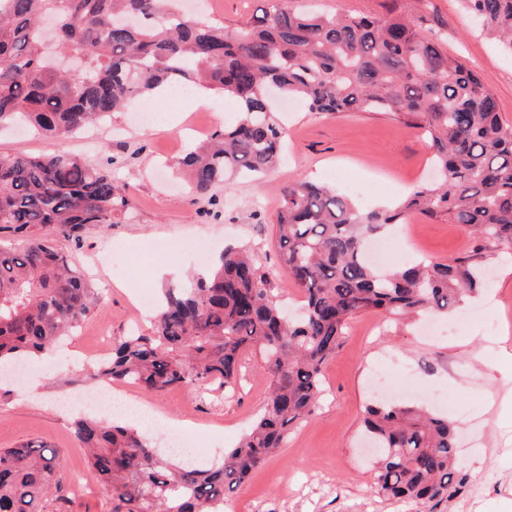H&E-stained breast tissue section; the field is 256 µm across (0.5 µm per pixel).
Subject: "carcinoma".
I'll list each match as a JSON object with an SVG mask.
<instances>
[{
    "label": "carcinoma",
    "instance_id": "carcinoma-1",
    "mask_svg": "<svg viewBox=\"0 0 512 512\" xmlns=\"http://www.w3.org/2000/svg\"><path fill=\"white\" fill-rule=\"evenodd\" d=\"M464 2L512 54V0ZM62 54L82 56L79 76L57 67ZM182 84L241 106L234 126L179 161L199 196L277 165L285 129L273 86L310 112H382L424 130L437 182L399 207L372 211L327 185H288L276 242L280 266L302 295L293 317L285 316L270 273L242 249L225 248L207 276L164 289L152 333L122 337L93 376L147 392L230 388L243 357L257 349L268 399L224 462L208 469L163 455L128 424L77 419L74 436L109 487L113 512H224L228 497L311 415L349 320L373 310L447 312L492 285L466 258L378 269L365 257L368 238L417 213L446 216L512 249V127L482 79L418 23L394 13L274 4L230 34L181 13L175 0H0V123L23 121L62 140L124 111L133 97ZM126 206L109 174L64 149L0 153V234L26 237L19 248L0 245L1 368L54 345L87 318L93 289L53 241L111 225ZM363 424L376 448L379 497L438 512L466 492L471 475L448 417L372 401ZM61 470V452L38 442L0 448V512L64 504Z\"/></svg>",
    "mask_w": 512,
    "mask_h": 512
}]
</instances>
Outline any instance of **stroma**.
Returning <instances> with one entry per match:
<instances>
[{"label":"stroma","mask_w":512,"mask_h":512,"mask_svg":"<svg viewBox=\"0 0 512 512\" xmlns=\"http://www.w3.org/2000/svg\"><path fill=\"white\" fill-rule=\"evenodd\" d=\"M212 21L234 31L250 22L268 0H203ZM328 12H395L423 22L443 36V48L478 74L493 93L504 123L512 125V55L474 21L463 0H311ZM145 100H130L126 111L107 118L106 134L83 148L82 134L63 140L67 151L110 174L125 189L128 207L103 230L86 227L79 239L56 245L86 272L95 288L86 320L65 343L44 358L22 361L14 374H0V448L37 441L60 449L68 512H112L110 492L87 464L73 435L80 407L63 399L93 391V365L83 350L99 335L119 338L149 329L138 310L134 288L161 291L186 272L200 269L199 257L141 254L147 244L173 238H204L213 252L232 245L255 253L271 272L280 300L300 297L279 265L273 222L282 193L291 183L315 179L365 208L392 207L431 181V152L417 132L391 116L368 112L319 114L285 101L280 118L286 131L284 161L259 178H230L206 197L190 190L176 162L197 140L192 126L216 131L233 125L239 104L211 94L206 107L188 97L168 100L161 121L138 125L135 111ZM408 235L389 260L398 267L410 258L470 259L491 269L493 286L450 313L431 312L395 319L379 312L355 316L324 371L325 396L310 417L292 429L282 452L255 471L230 498L225 512H416L415 506L379 498L370 472V448L363 417L370 400L368 381L389 368L405 399H417L447 415L460 428L459 453L469 465L473 491L452 512H512V250L479 240L447 218L419 214L404 220ZM126 247L132 270L113 266L109 246ZM133 396L153 411V439L164 445L170 433L201 434V457L219 463L266 402L268 383L259 353L246 356L234 393L173 388Z\"/></svg>","instance_id":"1"}]
</instances>
